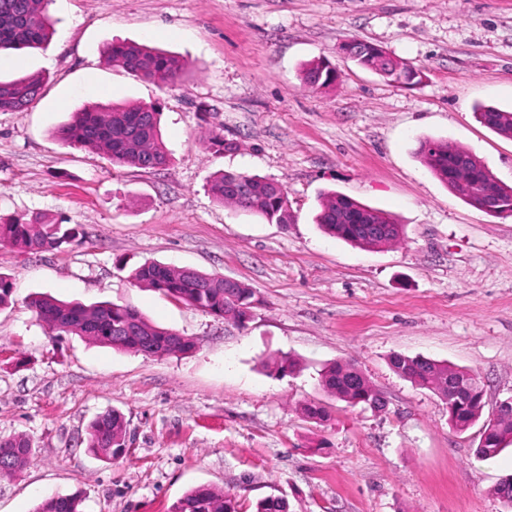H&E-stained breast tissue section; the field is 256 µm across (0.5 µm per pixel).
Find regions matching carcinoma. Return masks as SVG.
<instances>
[{
	"label": "carcinoma",
	"mask_w": 512,
	"mask_h": 512,
	"mask_svg": "<svg viewBox=\"0 0 512 512\" xmlns=\"http://www.w3.org/2000/svg\"><path fill=\"white\" fill-rule=\"evenodd\" d=\"M49 0H0V49L32 48L46 43L53 35L47 6ZM354 55L359 65L403 84L419 82L420 72L411 64L395 59L381 49L358 43ZM105 57L112 66L154 82L159 86L174 83L183 63L176 56L145 44L123 41L111 44ZM336 81V70L326 59L308 63L303 69V83L311 89L326 87ZM43 94L42 79L35 76L0 80V112H17L20 106L31 108ZM478 121L493 132L512 138V110L482 106L475 112ZM66 143L99 150L119 166L153 170L167 166L170 154L162 138L160 112L154 105L91 106L73 113L71 120L58 130ZM418 153L425 166L448 190L469 202L470 179L457 171V160H470L471 173L487 167L476 154L445 140L424 139ZM209 194L222 204L254 214L270 224H289L292 211L282 185L270 178L242 172L224 171L210 179ZM317 223L325 233L355 247L372 250L397 241L403 231L390 214L344 195L329 192L323 198ZM80 235L77 226L51 222L40 213L0 218V244L21 253H37L61 248ZM129 278L138 286L158 291L215 316L242 326L252 314L255 300L252 289L240 281L224 285V276L200 271L191 273L158 262H145L134 268ZM36 318L46 323L56 337L77 335L114 349L133 351L145 356L164 358L186 354L195 348L192 339L155 325L135 309L117 303L84 305L65 302L49 295H37L30 301ZM395 371L403 378L436 391L443 399L458 396V403L448 407V422L458 431L470 427L482 414L483 389L478 378L466 369L421 356L395 355ZM460 382L449 387L448 377ZM321 382L328 393L351 406L382 408L381 395L351 363L325 367ZM491 431L480 439L477 456L492 458L512 441V413L489 422ZM87 448L107 460L123 458L128 449L126 422L117 410H107L88 426ZM34 454L31 440L23 435L0 440V463L6 473L18 474ZM76 496L43 499L34 512H80ZM170 512H238L236 500L207 487H198L173 504ZM255 512H288L287 501L268 496L255 505Z\"/></svg>",
	"instance_id": "cac0c4a2"
}]
</instances>
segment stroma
I'll return each instance as SVG.
<instances>
[{
    "instance_id": "obj_1",
    "label": "stroma",
    "mask_w": 512,
    "mask_h": 512,
    "mask_svg": "<svg viewBox=\"0 0 512 512\" xmlns=\"http://www.w3.org/2000/svg\"><path fill=\"white\" fill-rule=\"evenodd\" d=\"M56 33L41 49L0 51V79L40 76L42 98L0 112V215L41 213L78 225L81 243L25 254L0 245L11 303L0 309V437L35 452L0 475V512L80 495L83 512H170L205 486L253 512L270 495L290 512H506L492 488L512 476V443L478 458L482 425L448 422V403L394 371V355L471 370L483 419L512 397V216L465 203L424 166L420 139L480 157L512 185V138L481 125L478 104L512 108V0H51ZM357 39L420 70L388 81L341 50ZM136 41L184 60L176 84L108 65ZM325 58L334 84L304 86ZM152 104L171 163L116 166L62 142L57 129L88 105ZM223 130L234 151L209 150ZM274 179L294 221L264 220L214 201L210 177ZM336 191L391 213L400 240L363 250L316 224ZM157 261L245 282L252 319L238 328L136 287ZM124 304L191 338L161 359L81 336L55 339L28 306ZM293 374L269 366L281 356ZM352 362L384 397L377 411L323 388L322 369ZM328 410L322 421L304 408ZM115 409L127 455L86 447L87 427Z\"/></svg>"
}]
</instances>
